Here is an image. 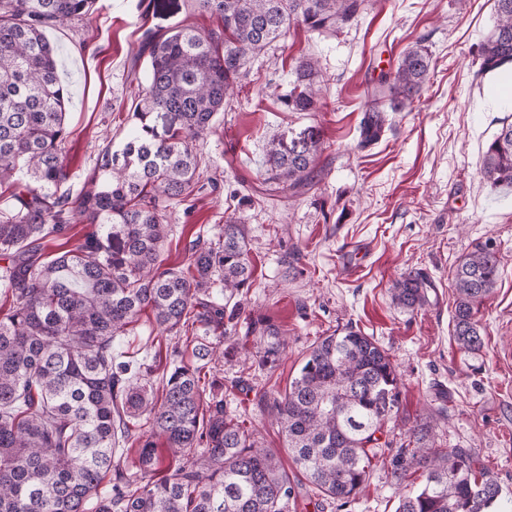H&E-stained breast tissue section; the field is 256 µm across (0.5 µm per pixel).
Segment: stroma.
Segmentation results:
<instances>
[{
  "instance_id": "35a3bbf8",
  "label": "stroma",
  "mask_w": 512,
  "mask_h": 512,
  "mask_svg": "<svg viewBox=\"0 0 512 512\" xmlns=\"http://www.w3.org/2000/svg\"><path fill=\"white\" fill-rule=\"evenodd\" d=\"M149 0H97L91 19L47 29L71 99L69 179L84 191L101 150L120 143L137 84L130 63L144 27L182 22L183 0L157 11ZM495 22L494 0H371L334 35L291 28L284 44L248 64L231 110L220 113L200 147L202 190L166 213L171 232L164 266L184 268L196 237H216L228 216L244 224L255 281L244 306L274 324L287 341L272 371L257 370L252 343L239 339L231 361L207 373L228 410L255 429L265 447L283 438L258 404L263 390H284L310 345L347 327L360 329L391 355L400 375L392 447L412 426L436 416L439 448L472 451L502 488L499 512H512V190L482 177L488 144L512 123V64L481 72V45ZM425 46L430 76L412 111L390 114L378 142L363 147L359 122L373 83L395 68L408 46ZM325 88L318 112H291L277 99L305 58ZM320 125L327 149L320 183L300 198L243 201L259 185L270 140ZM502 258L499 278L476 318L484 347L464 355L453 339L460 259L484 245ZM427 275L428 302L411 312L389 288L401 273ZM160 333L150 312L114 340L131 370L151 364ZM363 491L343 510H317L310 487L297 489L289 512H395L417 475L396 480L373 459Z\"/></svg>"
}]
</instances>
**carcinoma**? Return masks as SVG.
<instances>
[{"mask_svg":"<svg viewBox=\"0 0 512 512\" xmlns=\"http://www.w3.org/2000/svg\"><path fill=\"white\" fill-rule=\"evenodd\" d=\"M95 0H0V184L12 203L0 209V282L10 292L0 308V512H288L295 495L279 455L242 426L224 398L201 382L214 360L207 341L253 337L260 369L275 368L285 348L261 317H242L253 283L246 230L226 218L222 235L195 240L187 268H164L166 211L200 190V144L226 110L249 60L301 25L319 34L355 20L368 0H186L216 27L148 28L136 78L133 125L121 146H107L88 188L63 189L69 91L59 78L48 27L83 21ZM496 21L480 51V69L512 63V0H495ZM431 67L417 43L380 77L360 120V145L378 141L387 113L413 106ZM292 87L277 98L295 112L318 111L316 63L301 60ZM326 150L313 123L266 151V196L298 197L316 185ZM483 176L512 188V123L487 146ZM74 223L98 228L71 246ZM501 260L488 247L462 258L454 280L453 336L477 356L484 345L474 307L495 287ZM428 278L410 271L390 293L407 310L427 303ZM160 332L192 344L194 364L169 362L162 392L151 368L132 374L112 356V342L144 310ZM400 378L389 353L352 327L321 336L306 351L283 392L264 390L258 403L279 426L288 456L323 500L346 505L370 477V453L382 447L385 423L399 409ZM136 434V471L121 468L115 437L127 421ZM433 427L414 430V447L388 449L397 479L419 485L396 512H490L501 489L465 448H436ZM174 468L158 480L157 441ZM114 474L111 488L103 486Z\"/></svg>","mask_w":512,"mask_h":512,"instance_id":"1","label":"carcinoma"}]
</instances>
